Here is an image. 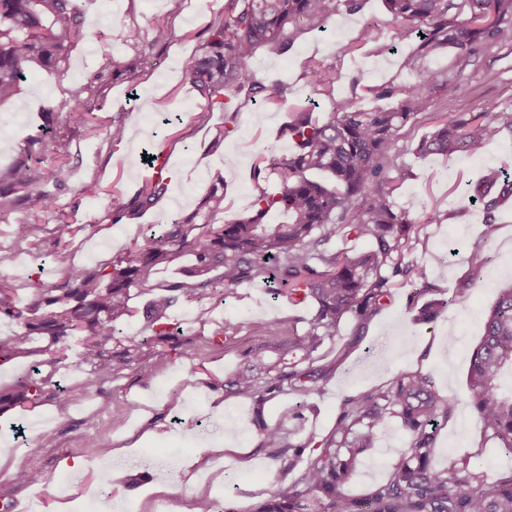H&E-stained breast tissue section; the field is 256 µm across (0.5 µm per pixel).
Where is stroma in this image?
I'll return each mask as SVG.
<instances>
[{
	"label": "stroma",
	"mask_w": 512,
	"mask_h": 512,
	"mask_svg": "<svg viewBox=\"0 0 512 512\" xmlns=\"http://www.w3.org/2000/svg\"><path fill=\"white\" fill-rule=\"evenodd\" d=\"M224 2L182 0L179 13L172 15L167 0H97L83 18L91 36L70 49L65 72L33 75L14 100L0 104V166L13 161L38 133L43 110L68 112L75 86L86 85L87 105L103 122L87 131L63 118L47 136L41 171L51 168L57 148H65L66 154L62 179H48L45 185L55 205L40 244H16L9 225L0 223V250L12 256L0 268V279L11 283L22 301L31 298L35 281L53 283L62 276L51 233L55 224L78 227L70 258L93 267L132 248L147 225L166 224L193 212L216 177L224 179L228 220L248 210L259 186L275 188L272 180L258 184L254 167L269 142L291 152V142L279 137L278 131L287 123L289 109L312 96L304 69L309 58L332 68L336 97L361 109L374 106L368 87L411 77L401 62L416 40L415 33H404L393 23L383 0H364L360 12L343 11L327 29L306 30L288 54L259 50L250 67L257 78L283 80V100L277 105L239 100L237 129L214 144L224 114L216 110L199 121L201 98L184 82L181 62L204 50L206 27L223 15ZM149 18L168 23L171 39L153 51L134 78L113 76L110 61L128 60L136 46L147 41ZM368 25L377 43L385 45V53H373L372 45L363 42ZM119 27L128 32V40L116 39ZM427 64L461 85L451 100L433 92L432 112L477 114L490 101L512 106L510 45L482 48L463 67L454 65L445 53L430 57ZM96 73L100 81L91 82ZM112 122L127 129L128 144H115L107 137L105 126ZM430 128V114L408 123L398 134L392 156L395 166L412 173L396 197L397 206L424 223L411 261L424 270L425 282L451 289L465 272L460 252L464 246L485 247L497 267L512 271V203L499 209L495 235L488 241L482 204L471 199L479 178L504 167L512 169V136H503L474 155L422 158L415 147ZM147 149L169 155L166 189L146 212L113 223L108 191L116 187L132 194L148 181L143 160ZM94 179L104 186V193L78 198L79 187ZM435 209L444 214L441 223H425V215ZM420 284L400 281L390 305L364 328L346 319L338 336L320 350L322 364L332 368L327 379L306 396L284 391L266 403L265 418L269 424L297 430L299 437H322L333 428L347 396L383 385L399 372L419 370L431 374L440 392L457 402L453 419L438 434L439 464H446L449 456L471 453L489 477L510 473L512 456L485 439L470 407L467 382L470 356L497 291L471 289L435 324L421 325L409 311ZM300 314L287 298L272 299L259 286L238 289L220 305L207 299L178 303L170 310L171 320L194 346V359L173 355L160 361L146 350L136 364L102 385L94 383L78 347H71L52 376L69 395L65 406L46 402L0 415V448L7 451L0 460V495L21 497L22 512H64L70 502L77 504L78 512H185L198 493L235 512H253L269 496L288 460L273 458L269 449L261 447L251 400L225 392L224 384L243 371L264 374L276 358L272 350L279 339L276 323ZM222 324L228 327L224 341L213 343V332ZM143 371L148 380L140 379ZM44 428L55 434L52 445L39 441ZM89 436L97 439L99 452L85 448ZM132 437L142 439V447L118 454V447ZM226 440L232 450L200 455V448L211 449ZM405 441L397 420L387 421L375 448L362 457L350 493L361 495L381 483ZM75 457L83 459V467H69ZM24 464L39 469L43 481L25 487L14 484L13 472ZM105 473L112 476L114 493L109 498L98 493V478ZM162 479L169 482L170 492H154L155 482Z\"/></svg>",
	"instance_id": "stroma-1"
}]
</instances>
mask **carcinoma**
Instances as JSON below:
<instances>
[{"label": "carcinoma", "mask_w": 512, "mask_h": 512, "mask_svg": "<svg viewBox=\"0 0 512 512\" xmlns=\"http://www.w3.org/2000/svg\"><path fill=\"white\" fill-rule=\"evenodd\" d=\"M92 2L0 0V103L18 94L28 75L62 70L68 50L85 38L81 17ZM384 2L394 22L423 35L403 59L411 79L369 88L374 98L388 99L393 107L366 112L336 99L331 72L310 59L305 75L312 92L328 98L325 116L318 119L306 107L289 112L285 132L295 149L289 155L273 145L265 149L264 166L257 167L256 174L275 176L279 188L259 189L251 215L224 220V187L212 183L190 217L173 219L129 251L93 268L70 262L75 230L69 224L57 225V259L64 266L61 281L37 282L33 299L22 306L16 288L0 279V319L19 326L18 332L0 336V367L33 353L48 356L50 365L60 364L76 337L95 381L105 383L133 362L142 345L128 336L124 351L117 356L112 352L114 324L134 316L130 300L135 288H165L145 313L147 327L190 359L193 348L179 339L168 309L180 301L206 297L222 302L226 293L262 283L272 295L286 296L291 303L302 299L311 311L302 318L305 329L300 334L295 321L288 320V338L280 344L279 360L270 365L266 378L240 373L231 381L234 393L254 402L260 447L271 449L275 458L288 454L277 487L255 512H512V474L490 480L468 456H450L445 467L435 463L438 429L452 419L455 402L438 393L428 374L404 371L384 385L345 398L334 428L313 443L292 441L291 433L269 425L264 417L265 403L283 388L306 394L325 379V369L315 366L316 355L326 340L338 335L345 319L353 318L363 327L390 301L394 278H424L421 268L406 261L411 235L420 225L396 209L393 200L408 172L390 166V161L400 129L429 110L431 87H440L450 100L460 90L456 80L424 66V59L446 50L467 63L486 44H512V0ZM362 5L363 0H227L224 15L208 25L204 52L186 57L182 65L183 78L204 99L205 111L224 112V129L216 141L237 127L239 96L260 97L270 104L279 101L280 80L259 79L250 69L259 48L285 54L305 26L324 29L340 7L358 12ZM147 27L151 39L142 46L144 51L172 37L170 27L156 19L147 20ZM86 90L85 85L73 90L67 112L78 127L92 122ZM56 116L45 113V132L9 166L0 167V223H9L20 202L29 207L27 219L13 224L18 244L32 243L53 206L43 190V176L30 159L43 148ZM434 122V129L418 143L419 153L473 155L488 142L512 135V107L492 102L477 115L440 113ZM313 173L325 174L330 181L314 180ZM497 183L499 193L488 197ZM163 190L162 184L149 181L132 196L113 191L112 216L119 219L149 209ZM475 193L483 201L482 223L489 238L496 230L495 212L512 196V178L489 175L478 181ZM272 210L287 214L288 221L264 222ZM338 237L363 239L370 247L352 254L336 251L330 244ZM185 258L192 261L185 270L187 279L156 282L161 267ZM465 262L467 271L451 297L443 298L446 288L422 289L442 298L427 301L417 321H436L469 288L490 287L501 277L484 250L469 251ZM483 326L470 358V404L486 437L512 455V393L499 391L504 364L512 362V287L499 293ZM35 338L44 345L33 350L28 344ZM48 396L60 405L68 401L65 391L50 389L49 378L26 376L0 387V414L34 407ZM389 418L399 419L406 445L391 461L382 483L364 495H352L347 486L359 457L374 447ZM296 468L299 475L288 478Z\"/></svg>", "instance_id": "carcinoma-1"}]
</instances>
